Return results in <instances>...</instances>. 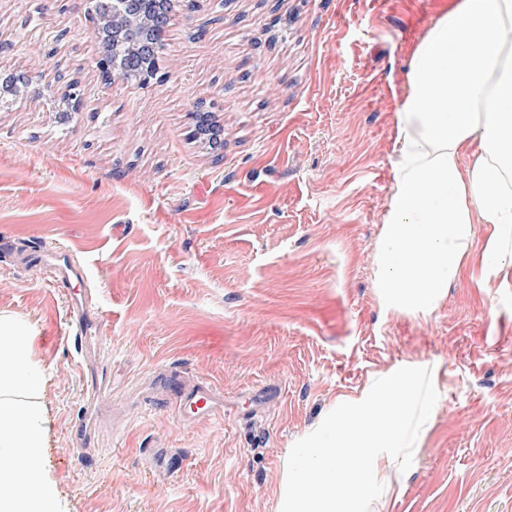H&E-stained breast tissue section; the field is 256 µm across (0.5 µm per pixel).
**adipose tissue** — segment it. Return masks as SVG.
<instances>
[{
	"instance_id": "obj_1",
	"label": "adipose tissue",
	"mask_w": 512,
	"mask_h": 512,
	"mask_svg": "<svg viewBox=\"0 0 512 512\" xmlns=\"http://www.w3.org/2000/svg\"><path fill=\"white\" fill-rule=\"evenodd\" d=\"M512 0H450L411 55L394 186L374 253L381 305L427 314L471 275L512 272ZM476 157L462 168L466 153ZM491 233L474 266L479 225ZM22 316L0 313V512H68L50 476L49 376ZM438 369L372 373L286 453L273 512H389L432 428Z\"/></svg>"
}]
</instances>
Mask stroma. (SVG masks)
Instances as JSON below:
<instances>
[{
    "label": "stroma",
    "instance_id": "stroma-1",
    "mask_svg": "<svg viewBox=\"0 0 512 512\" xmlns=\"http://www.w3.org/2000/svg\"><path fill=\"white\" fill-rule=\"evenodd\" d=\"M440 0H195L167 77L105 83L86 0H0V70L44 90L0 103V311L36 328L53 372L52 474L69 512H271L283 457L373 371L437 366L433 429L389 512H512V275L386 314L372 256L393 187L398 103ZM83 109L55 123L57 72ZM204 104L215 155L190 134ZM86 273L52 281L28 252ZM95 312L86 349L79 308ZM112 406L76 448L91 372ZM205 381L182 421L159 377ZM264 390L251 403L255 390ZM174 392V400L180 413L182 408H189L190 418L197 420L208 419L215 414L218 405L216 392L208 383L176 385Z\"/></svg>",
    "mask_w": 512,
    "mask_h": 512
}]
</instances>
